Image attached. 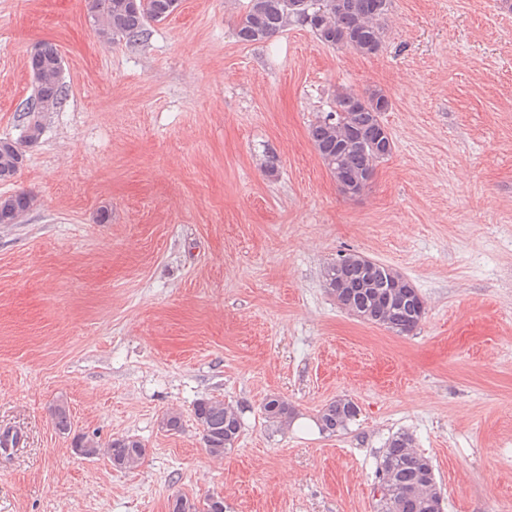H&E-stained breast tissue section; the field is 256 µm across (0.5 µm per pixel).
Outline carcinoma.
<instances>
[{
	"label": "carcinoma",
	"instance_id": "obj_1",
	"mask_svg": "<svg viewBox=\"0 0 512 512\" xmlns=\"http://www.w3.org/2000/svg\"><path fill=\"white\" fill-rule=\"evenodd\" d=\"M177 0H88V14L100 39L136 42L144 38L147 25L162 22L178 8ZM391 0H248L235 22V35L242 43L269 41L292 25L309 29L323 44L362 56L377 55L384 48L382 22ZM62 57L56 46L42 41L34 45L29 68L35 98L26 105L28 120L17 138H0V181L13 180L26 165L25 145L42 134L37 112H51L66 95ZM391 103L381 90L362 93L341 88L336 91V110L317 117L309 136L321 161L339 190L351 197L361 194L375 175L379 163L393 151L394 142L382 115ZM35 197L21 190L0 196V224H17L32 209ZM325 285H348L336 296L343 308L365 322L382 326L398 335L414 333L425 317V302L415 288H397L403 279L392 268L375 261L365 266L359 254L343 253L324 271ZM266 418L286 424L292 409L284 399L271 396L263 406ZM194 415L202 428V440L212 456L235 449L241 434L239 412L221 400L201 399ZM358 415L357 405L337 399L320 412L318 423L324 433L344 431ZM55 428L63 434L72 429L69 409L58 404L52 411ZM72 446L81 456L95 457L101 448L85 436L73 437ZM145 445L135 437L113 439L106 454L112 465L133 469L145 456ZM378 512H443V497L431 461L414 450V438L398 432L387 442L378 466ZM171 512H224V499L202 500L177 496Z\"/></svg>",
	"mask_w": 512,
	"mask_h": 512
}]
</instances>
